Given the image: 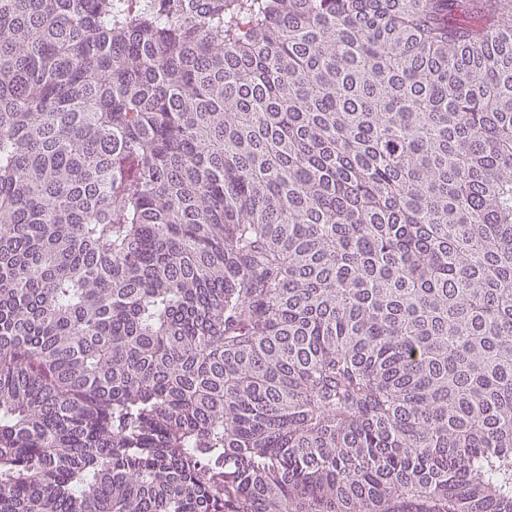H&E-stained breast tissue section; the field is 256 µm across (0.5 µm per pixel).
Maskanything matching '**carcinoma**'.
<instances>
[{
    "mask_svg": "<svg viewBox=\"0 0 512 512\" xmlns=\"http://www.w3.org/2000/svg\"><path fill=\"white\" fill-rule=\"evenodd\" d=\"M0 512H512V0H0Z\"/></svg>",
    "mask_w": 512,
    "mask_h": 512,
    "instance_id": "cac0c4a2",
    "label": "carcinoma"
}]
</instances>
